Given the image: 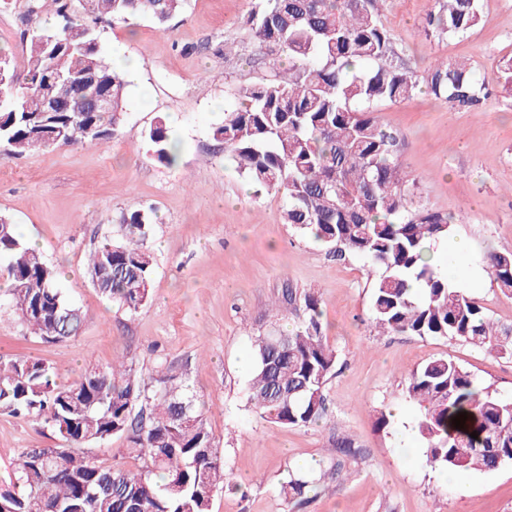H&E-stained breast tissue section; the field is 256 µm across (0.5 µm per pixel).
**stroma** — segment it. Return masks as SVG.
<instances>
[{"label": "stroma", "instance_id": "obj_1", "mask_svg": "<svg viewBox=\"0 0 512 512\" xmlns=\"http://www.w3.org/2000/svg\"><path fill=\"white\" fill-rule=\"evenodd\" d=\"M28 4L15 0L0 10V47L19 63ZM254 5L187 0L164 27L144 18L101 26L104 56L120 51L140 66L118 134L98 148L0 153V214L61 270L62 288L84 313L77 337L56 343L28 337L19 320L0 319V359L40 360L67 383L118 356L147 382L166 358L205 400L207 425L237 484L214 495L211 512H512V463L490 473L427 466L414 430L418 409L404 393L410 370L445 356L510 400L512 358L455 340L378 332L369 320L375 276L365 262L334 261L284 224L283 197L254 195L213 140L210 129L238 87L268 72L254 61L241 26ZM432 7L433 0L382 5L409 66L421 74L438 59L469 60L492 94L478 112L454 111L420 94L380 105L379 116L399 140L415 204L456 216L451 236L469 244L462 255L445 246L435 263L495 319L512 323V296L483 265L487 253L512 250V92L499 71L512 57V0H480L485 24L443 41L423 32ZM227 41L235 52L226 57L219 49ZM159 116L180 146L172 168L147 153L144 135ZM138 210L153 218L156 263L151 299L132 314L97 293L86 261L102 239H120L124 215ZM289 288L319 296L339 367L326 387L327 418L301 428L266 422L247 394L251 339ZM383 415L390 420L385 428ZM339 437L351 440V451L335 450ZM58 443L37 421L0 414V489L10 487L24 449ZM308 471L322 474L317 488L304 501L286 500L283 483Z\"/></svg>", "mask_w": 512, "mask_h": 512}]
</instances>
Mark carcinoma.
<instances>
[{
	"instance_id": "cac0c4a2",
	"label": "carcinoma",
	"mask_w": 512,
	"mask_h": 512,
	"mask_svg": "<svg viewBox=\"0 0 512 512\" xmlns=\"http://www.w3.org/2000/svg\"><path fill=\"white\" fill-rule=\"evenodd\" d=\"M184 0H87L89 24L71 14V0L28 6L31 23L23 76L0 49V147L12 155L62 146H101L117 134L126 83L100 48V22L148 17L166 24ZM384 0H260L244 20L250 40L269 61V74L238 88L241 103L224 109L213 127L256 192L286 199L284 223L323 243L336 260L364 259L378 274L371 323L381 333L454 339L512 357V323H502L431 263V245L448 237L454 217L413 206L398 142L377 115L421 92L456 111L477 112L490 90L465 61L442 60L423 75L404 62L381 19ZM59 18L40 26L43 11ZM485 19L478 0H434L424 32L462 36ZM109 96L112 110L91 111ZM86 125L97 134L85 135ZM156 163L177 164L179 149L162 117L145 133ZM150 217L124 219L123 240H103L87 260L94 288L136 313L151 298L154 256ZM10 287L0 317L17 318L43 342L74 338L80 307L59 288L60 271L0 215V258ZM486 268L512 295V250L489 253ZM299 326L274 322L254 338L248 400L261 417L288 428L321 422L326 386L336 374V350L323 334L317 295L288 290ZM150 388L122 359L85 369L69 385L32 358L0 360V413L32 416L61 444L28 448L19 457L13 489L0 492V512H211L214 494L232 491L205 403L160 361ZM406 397L417 403V430L433 468L491 472L512 462V402L475 383L448 357L409 372ZM139 412H134V409ZM467 413L458 430L452 418ZM477 432L478 438L471 437ZM118 438L123 461L108 462L93 447ZM320 479L298 474L283 486L293 498Z\"/></svg>"
}]
</instances>
